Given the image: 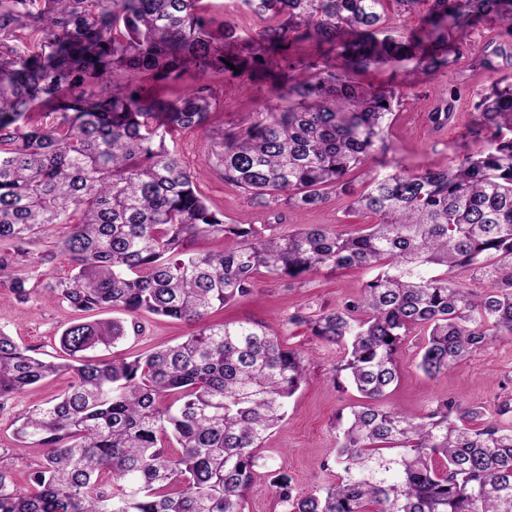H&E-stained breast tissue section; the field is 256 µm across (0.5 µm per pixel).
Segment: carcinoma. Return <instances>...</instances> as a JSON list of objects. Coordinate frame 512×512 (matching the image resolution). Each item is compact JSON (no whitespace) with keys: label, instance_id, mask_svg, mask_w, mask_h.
Listing matches in <instances>:
<instances>
[{"label":"carcinoma","instance_id":"1","mask_svg":"<svg viewBox=\"0 0 512 512\" xmlns=\"http://www.w3.org/2000/svg\"><path fill=\"white\" fill-rule=\"evenodd\" d=\"M278 25L254 40L212 27L202 0H0V284L19 302L25 266L54 224L73 274L45 291L71 308L145 313L197 327L162 349L100 359L138 324L70 323L66 362L38 356L0 330V408L62 372L69 389L17 418V449H45L19 488L0 465V512H246L259 449L305 382L307 357L265 322L213 323L211 313L250 296L258 277L292 286L323 269L377 271L361 293L314 318L318 339L344 348L336 383L362 402L337 421L336 483L299 492L285 473L270 486L281 512H512V425L441 397L423 414L386 404L415 330L417 368L437 377L493 339L512 336V83L476 105L491 130L477 152L444 168L400 166L357 193L350 174L386 149L402 93L356 75L385 64L438 77L456 31L495 15L512 27V0H394L428 4L405 36L385 27L388 0H242ZM240 42L236 52L227 45ZM315 51L293 61L289 49ZM340 59L329 64L328 54ZM512 45H487L474 63L495 70ZM262 72L276 103L236 132L210 128L207 84L175 90L185 71ZM150 76L146 90L124 75ZM454 95L430 119L453 118ZM48 112L53 123L38 117ZM172 130L210 133L224 181L256 208L300 213L340 191L373 214L359 234L300 224H230L197 191L167 146ZM220 236L224 248L191 242ZM485 282L477 294L459 281Z\"/></svg>","mask_w":512,"mask_h":512}]
</instances>
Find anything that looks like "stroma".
Here are the masks:
<instances>
[{
    "instance_id": "1",
    "label": "stroma",
    "mask_w": 512,
    "mask_h": 512,
    "mask_svg": "<svg viewBox=\"0 0 512 512\" xmlns=\"http://www.w3.org/2000/svg\"><path fill=\"white\" fill-rule=\"evenodd\" d=\"M506 25L491 17L454 42L455 62L448 75L432 79L415 75L399 65H385L360 74V82L401 91L402 101L385 129L389 150L376 161L365 164L355 177V189H363L377 164H400L416 170L442 168L463 154L477 151L489 138V131L474 133L473 105L487 94L494 81L512 80V63L501 62L499 73L488 72L474 63L477 50L489 43L507 38ZM208 82L216 92H228L227 101L218 103L211 122L214 127L238 130L253 123L274 97L268 82L250 73L233 77L214 73L200 79L196 72H186L177 85L185 90ZM458 93L457 120L438 129L429 120L438 99L445 91ZM169 145L180 153L196 178L200 192L213 210L222 212L225 221L262 224L266 215L253 208L233 185L224 182L213 163L211 138L200 131L175 130L167 137ZM349 196L331 193L322 205L296 214L285 212L281 223L273 225L275 234L285 235L299 224H319L332 231H359L373 223L372 215L351 208ZM68 231L67 225L52 227L41 241L32 245L33 260L27 268L33 289L25 302H17L8 289L0 288V330L11 334L19 343L37 351L56 354L59 337L73 319V312L45 292L48 279L68 277L72 263L68 256L54 253L55 243ZM54 258L40 263L46 253ZM372 273L364 267L340 271H321L299 287H286L280 281L260 277L254 295L241 298L215 313L218 321H261L274 325L286 346L309 356L308 375L292 397L287 418L267 436L261 454L271 468L291 476L297 489L310 491L332 484L337 469L336 415L358 402L352 388H338L334 369L342 357L340 347L324 343L302 325L290 323L293 314L311 316L336 307L345 298L356 295ZM141 335L128 336L123 344L130 353L144 352L179 342L191 328L186 323L153 315L141 316ZM419 334L409 336L402 353L401 379L390 393L391 405L418 414L431 407L435 399L445 396L464 408H481L486 416H494L504 399L512 398V337L491 341L480 351L461 361L449 374L436 378L417 368L420 350ZM69 382L59 375L13 398L0 410V449L12 445V423L28 408L62 393Z\"/></svg>"
}]
</instances>
